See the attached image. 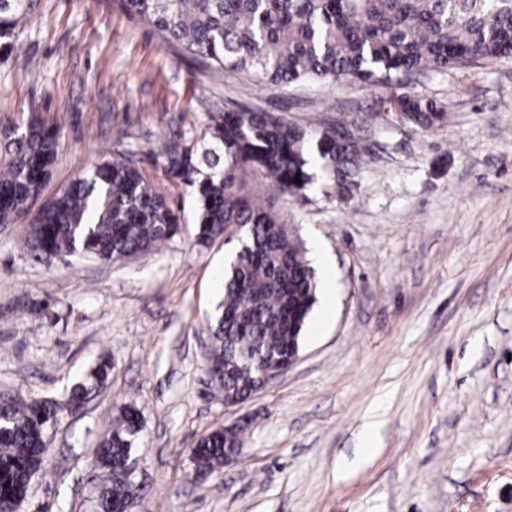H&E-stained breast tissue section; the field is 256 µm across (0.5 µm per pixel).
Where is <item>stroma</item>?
I'll use <instances>...</instances> for the list:
<instances>
[{
	"label": "stroma",
	"instance_id": "1",
	"mask_svg": "<svg viewBox=\"0 0 512 512\" xmlns=\"http://www.w3.org/2000/svg\"><path fill=\"white\" fill-rule=\"evenodd\" d=\"M20 43L0 57V126L36 113L59 127L45 196L124 157L183 213L175 236L112 263L41 260L21 225L0 226V394L57 398L112 360L82 414L49 429L22 512H93L97 442L125 404L143 422L136 512H512V56L416 77L448 111L421 132L389 90L264 87L185 54L119 0H32ZM240 109L345 126L368 157L349 198L277 197L331 258V300L315 302L297 361L228 408L203 336L230 248L195 245L191 199L160 153ZM235 424V460L199 475L196 441Z\"/></svg>",
	"mask_w": 512,
	"mask_h": 512
}]
</instances>
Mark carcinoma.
Returning a JSON list of instances; mask_svg holds the SVG:
<instances>
[{
	"instance_id": "carcinoma-1",
	"label": "carcinoma",
	"mask_w": 512,
	"mask_h": 512,
	"mask_svg": "<svg viewBox=\"0 0 512 512\" xmlns=\"http://www.w3.org/2000/svg\"><path fill=\"white\" fill-rule=\"evenodd\" d=\"M188 54L250 74L267 87L299 82L379 85L405 124L422 132L448 123L436 100L397 82L401 76L476 65L512 55V0H120ZM27 0H0V53L20 52ZM343 198L365 160L355 141L242 109L211 117L197 149L167 145L165 175L191 193L195 242L236 244L224 298L208 321L210 383L227 401L263 384L270 363L299 350L317 284L303 246L291 238L275 196H305L316 180L312 157ZM58 157V131L44 119L0 128V224H21L34 255L114 262L149 252L179 230L180 215L138 167L96 162L46 199ZM300 178L295 183L294 178ZM101 359L59 400L0 396V512L29 497L48 428L82 410L109 376ZM142 418L125 405L98 441L96 512H128L139 497L135 444ZM240 427L216 428L196 442L202 473L224 467Z\"/></svg>"
}]
</instances>
